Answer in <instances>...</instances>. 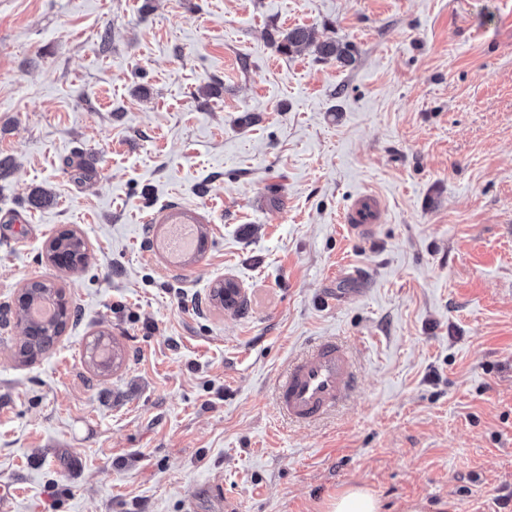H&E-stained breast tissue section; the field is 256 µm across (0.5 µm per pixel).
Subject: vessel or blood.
Instances as JSON below:
<instances>
[{
  "mask_svg": "<svg viewBox=\"0 0 512 512\" xmlns=\"http://www.w3.org/2000/svg\"><path fill=\"white\" fill-rule=\"evenodd\" d=\"M381 201L373 194L357 197L343 216L357 235H369L378 222ZM152 224H198L195 211L170 206L148 218ZM358 383L350 347L336 338L321 339L311 351L291 360L276 386L277 406L289 421L310 423L322 419L348 399Z\"/></svg>",
  "mask_w": 512,
  "mask_h": 512,
  "instance_id": "b4317fda",
  "label": "vessel or blood"
}]
</instances>
